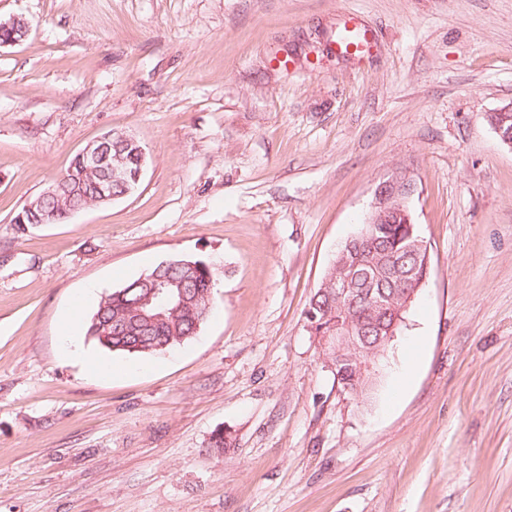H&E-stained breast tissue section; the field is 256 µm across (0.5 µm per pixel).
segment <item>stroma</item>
<instances>
[{
    "label": "stroma",
    "mask_w": 512,
    "mask_h": 512,
    "mask_svg": "<svg viewBox=\"0 0 512 512\" xmlns=\"http://www.w3.org/2000/svg\"><path fill=\"white\" fill-rule=\"evenodd\" d=\"M345 12L375 34L363 59L332 48ZM15 17L0 512H512V148L483 119L512 103V0H0ZM111 131L148 155L136 191L18 229ZM400 168L431 273L358 399L305 311ZM176 255L215 271L198 336L65 339L76 301Z\"/></svg>",
    "instance_id": "1"
}]
</instances>
